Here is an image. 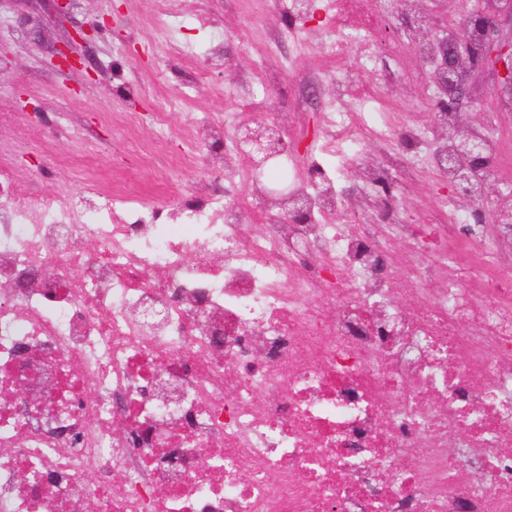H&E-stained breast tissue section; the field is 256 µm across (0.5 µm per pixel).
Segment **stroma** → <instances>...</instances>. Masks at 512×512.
<instances>
[{"instance_id":"35a3bbf8","label":"stroma","mask_w":512,"mask_h":512,"mask_svg":"<svg viewBox=\"0 0 512 512\" xmlns=\"http://www.w3.org/2000/svg\"><path fill=\"white\" fill-rule=\"evenodd\" d=\"M113 2L72 0L67 20L58 24L48 16L44 0H0V52L5 55L0 88L13 97L30 96L44 114L43 119L29 120V146L15 162L30 169L50 160V167L39 177L46 194L83 189L91 175L100 183L122 185L133 196L154 200L203 183L208 158L201 156L195 165H184L180 160L183 142L166 141L164 130L152 119L158 106L168 100L182 103L200 130L216 120L240 125L282 112L306 117L321 113L320 100L307 96V81L311 72L325 65L329 34L314 22L300 32L301 41H292L289 35L296 29L289 16L264 7L259 0H196L197 10L208 18L204 28L186 16L173 18V26L195 47L191 64L174 53L154 26L158 15L170 12L171 0H121L118 29L106 32L88 49L94 60L90 70L60 72L47 66L52 51L69 41L73 29L111 14ZM273 35L281 43L277 59L267 54ZM218 46L233 66L212 70V84L219 88L246 80L247 90L224 96L199 85L197 72ZM261 60L268 72H280L279 82L257 72ZM341 63L349 71L352 90L380 88L373 104L378 120L428 121L429 82L417 55L388 50L372 68L353 44ZM76 135L91 145L88 157L72 154ZM387 147L386 140L369 137L360 155L323 158V165L336 172L340 197L361 195L362 161L381 155ZM394 182L400 221L425 225L434 241H442L445 219L435 177L400 171Z\"/></svg>"}]
</instances>
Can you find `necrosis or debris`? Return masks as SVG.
I'll list each match as a JSON object with an SVG mask.
<instances>
[{"label":"necrosis or debris","mask_w":512,"mask_h":512,"mask_svg":"<svg viewBox=\"0 0 512 512\" xmlns=\"http://www.w3.org/2000/svg\"><path fill=\"white\" fill-rule=\"evenodd\" d=\"M344 5L319 7L330 81L349 45L376 60L386 19ZM375 99L325 101L315 154L288 155L306 223L257 232L246 165L243 198L44 195L8 161L27 128L0 92V512H512V237L452 207L430 264L395 202L328 223L318 159L356 148ZM379 134L417 170L454 149Z\"/></svg>","instance_id":"necrosis-or-debris-1"}]
</instances>
